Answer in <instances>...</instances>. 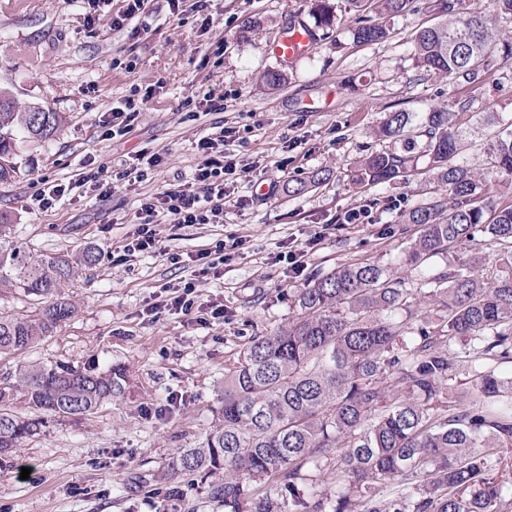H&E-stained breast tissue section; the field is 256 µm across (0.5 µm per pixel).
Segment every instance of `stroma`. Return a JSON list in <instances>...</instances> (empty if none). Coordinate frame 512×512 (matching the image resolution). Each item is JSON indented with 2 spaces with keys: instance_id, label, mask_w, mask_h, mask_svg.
Returning a JSON list of instances; mask_svg holds the SVG:
<instances>
[{
  "instance_id": "obj_1",
  "label": "stroma",
  "mask_w": 512,
  "mask_h": 512,
  "mask_svg": "<svg viewBox=\"0 0 512 512\" xmlns=\"http://www.w3.org/2000/svg\"><path fill=\"white\" fill-rule=\"evenodd\" d=\"M329 2V28L317 26L313 0H209L204 11L179 15L168 0H148L116 29L112 17L122 0H101L93 24L87 0H0V88L19 105L62 115L53 136L17 144L16 171L0 181V220L9 224L11 241L32 254L99 257L95 266L79 267L63 290L76 315L25 353L0 358V381L29 361L113 368L125 378L121 397L55 420L23 442L17 467L0 470V512H225L207 485L185 482L172 494L161 476L173 456L197 447L217 422L224 374L251 340L286 325L301 289L337 266L375 263L412 288L443 268L435 258L406 272L402 258L416 227L402 216L447 198V188L419 173L366 185L355 181L353 167L382 148L375 131L390 111L463 110L511 122L512 60L494 61L470 96L414 62L415 36L437 23L433 12L422 7L388 18L386 40L359 44L352 37L356 14L345 0ZM297 19L314 27L310 55H270L271 43ZM274 70L286 81L271 89L263 76ZM211 90L224 91L223 111H202ZM135 93L145 102L129 132L104 138L112 108ZM222 123L244 131L229 145L237 165H257L277 192L263 196L247 180L227 176L223 223L180 228L164 221L155 227L156 252L120 257L142 199L190 180L203 161L197 142ZM467 129L464 162L495 202L512 204V182L490 168L483 152L489 128L472 121ZM142 149L160 154L161 165L144 181L119 179ZM100 166L113 177L108 187L87 185L39 208L45 184L72 182ZM323 169L328 179L310 184ZM299 181L308 189L289 195ZM363 205L371 223L333 229L337 214ZM315 224L331 231L309 252L300 276L273 264L291 243H304ZM238 237L245 244L233 248L218 279L171 259ZM190 279L198 302L223 301V319L148 313ZM172 393L181 401L171 406Z\"/></svg>"
}]
</instances>
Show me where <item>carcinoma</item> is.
Here are the masks:
<instances>
[{
    "mask_svg": "<svg viewBox=\"0 0 512 512\" xmlns=\"http://www.w3.org/2000/svg\"><path fill=\"white\" fill-rule=\"evenodd\" d=\"M321 25H333L335 9L314 0ZM362 15L375 8L396 16L414 0H346ZM459 0H433L441 18L415 38L414 60L427 72L473 87L493 58L512 57V43L496 38L491 20L456 18ZM389 30L360 19L359 44L385 40ZM38 105L22 108L0 91V181L15 172L17 137L46 139L60 118L47 113L32 125ZM497 127L484 146L488 162L512 179V123L483 117ZM467 131L458 113L395 110L385 113L377 136L387 146L367 155L357 180L391 184L414 170L413 150L427 172L448 188L452 205L424 203L405 215L418 226L405 253L409 271L439 257L444 268L423 286L439 303L437 328L409 330L419 317L418 293L372 263L334 269L301 290L296 317L268 336L254 338L224 377L222 416L196 448L175 456L163 482L184 475L224 474L210 485L228 512H512L493 476L494 448L512 447V376L495 364L512 363V273L488 280L475 274L480 257L448 260V254L485 236L484 243L512 265V205L500 206L467 165L457 161ZM0 224V288L40 300L33 318L0 312V356L19 354L51 335L75 314L61 288L75 274L63 257L35 256L7 239ZM457 342L451 354L442 345ZM467 371L469 402L450 398ZM123 392L112 370L82 371L64 364L28 362L14 381L0 383V467L18 445L41 433L47 417L89 413ZM30 415L14 411L18 395ZM280 497L259 493L260 484Z\"/></svg>",
    "mask_w": 512,
    "mask_h": 512,
    "instance_id": "1",
    "label": "carcinoma"
}]
</instances>
